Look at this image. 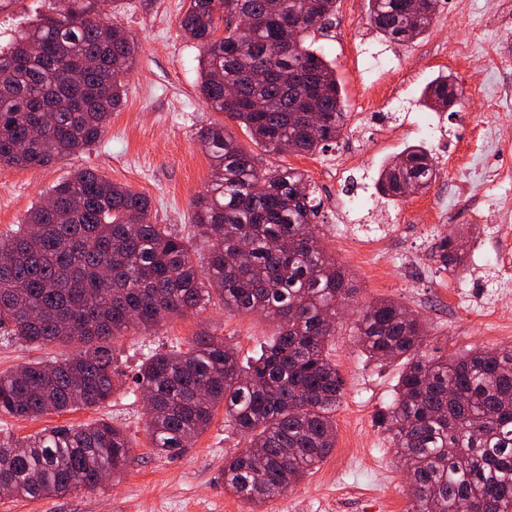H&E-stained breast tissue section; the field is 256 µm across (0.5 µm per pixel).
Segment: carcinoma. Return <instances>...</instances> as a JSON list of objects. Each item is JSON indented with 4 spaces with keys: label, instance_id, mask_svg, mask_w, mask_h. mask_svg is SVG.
Here are the masks:
<instances>
[{
    "label": "carcinoma",
    "instance_id": "1",
    "mask_svg": "<svg viewBox=\"0 0 512 512\" xmlns=\"http://www.w3.org/2000/svg\"><path fill=\"white\" fill-rule=\"evenodd\" d=\"M68 2L0 47V167H42L96 144L120 106L135 45L111 22L117 0ZM282 2L276 19L267 0H190L180 29L199 46L208 107L269 154L314 153L347 119L336 69L312 43L332 23L336 0ZM408 3L369 0L370 25L394 42L421 37L439 0H418L413 12ZM227 85L239 105H226ZM423 97L433 109L458 105L448 75ZM197 137L211 167L192 214L210 243L205 263L189 238L151 223L145 196L93 169L53 186L0 241V331L22 344L77 349L61 362L1 373L0 414L29 419L106 403L125 376L109 339L194 313L215 293L228 311L264 313L278 335L244 365L224 338L201 331L185 349L147 356L135 382L152 406V448L167 457L192 448L224 407L225 421L248 440L224 461V489L261 506L335 447L331 413L344 380L326 348L336 311L356 289L321 245L314 220L322 201L302 171L262 167L219 122ZM400 161L379 173L386 197L437 179L422 145L408 146ZM431 251L446 270L464 263L450 237ZM356 329L369 357L404 361L383 423L413 488L411 512H512V350L420 355L424 320L390 299L366 307ZM131 460L126 435L104 418L22 439L0 433V488L29 499L93 490Z\"/></svg>",
    "mask_w": 512,
    "mask_h": 512
}]
</instances>
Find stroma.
<instances>
[{
  "label": "stroma",
  "instance_id": "obj_1",
  "mask_svg": "<svg viewBox=\"0 0 512 512\" xmlns=\"http://www.w3.org/2000/svg\"><path fill=\"white\" fill-rule=\"evenodd\" d=\"M500 2L441 0L425 36L397 44L382 39L370 26L368 0H337L332 33L317 36L315 46L336 69L347 102L346 126L336 141L315 154L273 155L261 153L237 122L211 110L201 98L200 52L179 26L189 0H118L113 20L136 42L123 103L105 136L89 150L43 167H0V240L14 235L27 212L54 185L77 169L92 168L146 196L151 222L189 237L197 258H206L208 245L195 235L190 217L193 201L210 180L209 159L197 132L212 123H224L246 151L260 155L263 166L304 172L322 198L316 219L321 243L346 269L356 290L338 313L329 347L345 380L333 413L336 446L318 470L256 507L224 488V461L247 441L227 426L223 411H216L193 448L172 459L152 447L143 396L120 391L98 408L52 412L37 419L0 415V429L17 438L105 418L127 435L135 457L120 479L94 490L35 500L0 495V512H409L406 475L381 421L403 365L368 358L355 325L365 306L390 299L424 320L423 354L450 357L468 350L512 349V286L500 283L494 262L503 247L502 230H512V175L472 189L458 168L472 132L488 135L498 128L512 129L511 108L485 112L478 105L479 98L494 91L500 75H512V33L500 26ZM55 6V0H14L0 11V46ZM453 12L499 37L500 52L479 47L463 64L449 59V43L461 36L448 24ZM373 56L387 63L388 72L369 67ZM444 74L452 75L456 84L473 81L477 87L463 94L454 111L429 112L433 135L420 139L411 126L427 112L421 91ZM380 84L398 89L405 99L397 129L384 136L363 116ZM420 142L437 162L436 182L403 198L381 197L376 190L380 170L407 146ZM341 158L355 167L335 181L328 169ZM342 200L347 208H339ZM475 202L484 208L485 219L479 223L469 219ZM436 207L445 213V221H429L428 213ZM444 236L464 245L459 272L439 269L431 256L432 243ZM204 329L223 337L247 362L276 334L277 325L257 313L225 310L214 297L201 311L165 319L149 334L129 330L111 339L114 362L127 377H134L147 355L187 345ZM72 352L65 345L26 346L0 335V373L28 362L60 361Z\"/></svg>",
  "mask_w": 512,
  "mask_h": 512
}]
</instances>
